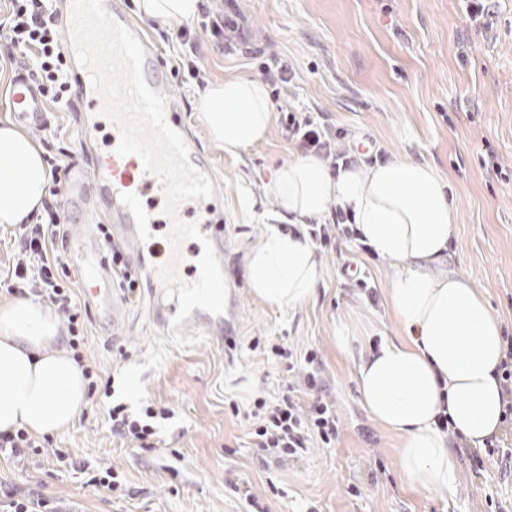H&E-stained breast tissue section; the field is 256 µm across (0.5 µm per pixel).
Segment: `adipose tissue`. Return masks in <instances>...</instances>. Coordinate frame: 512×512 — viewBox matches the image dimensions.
Wrapping results in <instances>:
<instances>
[{
	"mask_svg": "<svg viewBox=\"0 0 512 512\" xmlns=\"http://www.w3.org/2000/svg\"><path fill=\"white\" fill-rule=\"evenodd\" d=\"M201 110L210 136L239 153L264 140L272 122L265 85L230 77L208 85ZM48 172L36 144L0 125V226L30 223L42 208ZM278 212L246 260L248 286L271 305L310 298L321 278L302 225L337 205L351 214L362 243L398 270L389 304L403 337L357 366L361 400L373 420L400 433L401 470L413 485L446 489L456 459L448 432L482 446L501 428L498 321L470 282L441 270L455 234L448 186L429 164L412 159L331 171L300 154L273 178ZM294 224L291 232L279 222ZM63 334L60 318L28 299L0 302V432L41 437L67 428L86 405V381L71 356L48 351ZM448 431H441L440 415Z\"/></svg>",
	"mask_w": 512,
	"mask_h": 512,
	"instance_id": "adipose-tissue-1",
	"label": "adipose tissue"
}]
</instances>
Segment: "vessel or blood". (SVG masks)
Wrapping results in <instances>:
<instances>
[{
	"label": "vessel or blood",
	"mask_w": 512,
	"mask_h": 512,
	"mask_svg": "<svg viewBox=\"0 0 512 512\" xmlns=\"http://www.w3.org/2000/svg\"><path fill=\"white\" fill-rule=\"evenodd\" d=\"M103 3L111 18L131 29L144 46V75L149 87L164 90L169 82L168 69L146 31L129 13L125 0H103ZM68 77L77 89L75 103L82 112L81 134L85 141H95L103 123V100L94 92L85 68L70 64ZM8 105L21 122L32 127L44 125L46 108L29 75L23 73L14 79ZM166 119L183 136L191 163L204 173H212L213 159L200 150L182 118L181 105L175 97L167 99ZM119 140L118 126H111L103 148L91 154V169H75L65 193L69 202L82 203L84 214L101 211L107 215L113 242L133 244L154 237L159 218L146 197L152 194L161 198L165 192L160 179L146 171L139 156L117 154ZM215 210V199L202 201L198 222L200 231L220 253L224 250V224L214 219ZM72 246L83 269V285L89 302L95 306L100 319L117 321L119 304L108 274L103 245L95 238L78 236L73 239Z\"/></svg>",
	"instance_id": "b4317fda"
}]
</instances>
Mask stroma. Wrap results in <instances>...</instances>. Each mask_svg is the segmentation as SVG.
<instances>
[{
	"mask_svg": "<svg viewBox=\"0 0 512 512\" xmlns=\"http://www.w3.org/2000/svg\"><path fill=\"white\" fill-rule=\"evenodd\" d=\"M469 0H223L243 30L222 47L198 21L195 42L176 37L177 21L142 18L167 64L195 54L206 83L246 75L261 78L269 54L296 72L294 107L336 126L356 147V162L376 155L433 165L446 180L456 229L444 271L469 278L500 326L512 333V0H498L491 29L472 25ZM168 94L181 97L203 150L214 159L224 193L228 250L224 273L234 300L231 340L217 330L195 347L170 349L158 370L142 374L145 404L169 407L155 449L142 450L113 436L102 399L88 417L55 434L39 455L17 461L0 453V485L40 490L71 502L77 512H248L238 494L248 487L262 512H512V477L496 458L475 471L456 454L450 489L408 484L399 467L402 438L374 421L356 382L357 365L371 347L397 340L401 330L388 303L390 263L356 252L337 238L317 247L322 278L315 295L296 306L273 307L247 285L245 259L273 223L274 173L293 150L280 119L265 140L237 155L209 135L200 109L204 91L187 71L172 73ZM54 137L50 152L65 149L70 164H84L78 114L68 103L48 104ZM496 155L501 173L487 170ZM377 288L371 306L353 287L359 274ZM124 334L88 317L86 361L105 378L144 360L146 341L162 336L148 294L121 306ZM298 353L317 351L325 398L335 405L339 436L313 444L298 459L270 465L252 448L244 411L256 398L275 402L300 372L273 359L272 343ZM239 411H231L230 402ZM73 461L112 466L124 476L122 492L89 485L87 474L59 468L55 449Z\"/></svg>",
	"mask_w": 512,
	"mask_h": 512,
	"instance_id": "obj_1",
	"label": "stroma"
}]
</instances>
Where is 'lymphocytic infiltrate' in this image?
I'll use <instances>...</instances> for the list:
<instances>
[{
    "instance_id": "lymphocytic-infiltrate-1",
    "label": "lymphocytic infiltrate",
    "mask_w": 512,
    "mask_h": 512,
    "mask_svg": "<svg viewBox=\"0 0 512 512\" xmlns=\"http://www.w3.org/2000/svg\"><path fill=\"white\" fill-rule=\"evenodd\" d=\"M0 40L5 42L9 53L31 61L30 73L43 98L54 103L70 98L72 88L67 59L51 0H11L7 18L0 20ZM285 120L288 137L301 152L315 153L333 168L340 164L351 165L350 148L338 143L330 126L318 123L308 113L293 107L289 108ZM59 195V184L51 183L39 222L20 225L16 262L0 280V285L5 286L8 293L24 298L33 295L55 307L67 322L68 344L73 359L77 360L81 357L79 347L85 342V325L71 281L70 259L59 247L69 232L68 225L61 220ZM270 352L274 357L287 360L289 366L300 367L307 391L316 393L317 398L305 405L290 391L271 405L265 399H255L250 411L255 447L273 460L297 459L313 442L325 446L335 442L339 420L332 405L321 397L325 380L317 353L310 350L298 359L292 349L280 344L272 345ZM173 416L169 408L151 406L146 407L142 415L135 416L121 402L108 409L113 435L136 443L140 448L154 447L155 420H168ZM0 512L74 510L71 504L47 499L35 490L21 493L7 488L0 490Z\"/></svg>"
}]
</instances>
